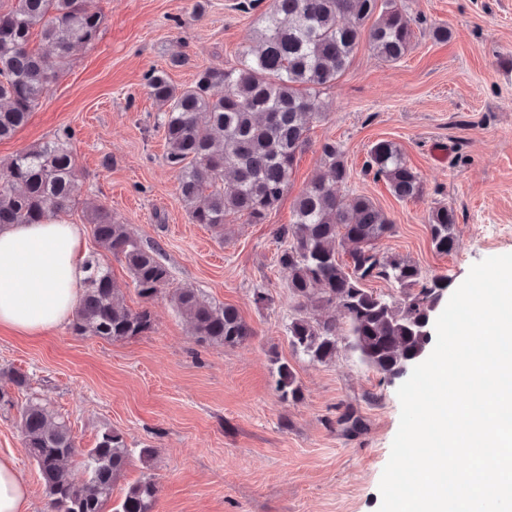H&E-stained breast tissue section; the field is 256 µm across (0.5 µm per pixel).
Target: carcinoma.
<instances>
[{"instance_id":"1","label":"carcinoma","mask_w":512,"mask_h":512,"mask_svg":"<svg viewBox=\"0 0 512 512\" xmlns=\"http://www.w3.org/2000/svg\"><path fill=\"white\" fill-rule=\"evenodd\" d=\"M3 5L0 0V140L27 124L50 85L70 67L72 47L98 40L104 24V14L89 0ZM263 22L257 46L235 67L203 69L183 88L164 69L146 75L148 94L159 107L167 164L179 183L178 199L194 224L221 228L231 218L264 223L288 187L310 122L322 116L321 92L346 71L361 41L382 60L396 63L413 38L403 0H272ZM35 33L50 52L31 46ZM70 139L65 130L0 168V225L41 224L71 208ZM321 153L324 169L296 198L294 222L278 230L277 262L288 272V290L301 306H337L343 322L300 314L288 322L289 343L317 363L331 361L342 343L384 377L399 379L432 346L426 326L435 322L448 278L428 279L416 264L383 252L382 241L394 233V225L369 197L336 194V187L350 179L338 143L324 142ZM366 171L384 179L399 200L424 195L420 175L391 141L371 146ZM87 221L98 247L124 262L142 298L150 300L169 285L160 248L143 245L110 208L90 207ZM455 224L448 205L431 210L428 227L438 252L455 248ZM84 268L74 332L121 341L151 329L148 309L132 311L120 300L107 264L93 256ZM374 279L399 288L401 299L391 301L365 288ZM172 301L202 344L235 347L254 336L235 307L214 304L194 288L174 290ZM276 364V391L284 401H298L293 367L280 359ZM27 387L26 375L1 369L0 407L14 406L11 391ZM18 428L37 465L49 512H154L159 488L151 476L111 506L112 486L131 457L119 432L104 431L84 451L86 479L76 484L64 467L77 451L64 420L32 395L20 411Z\"/></svg>"}]
</instances>
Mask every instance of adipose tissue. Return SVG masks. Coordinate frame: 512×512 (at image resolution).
<instances>
[{
  "label": "adipose tissue",
  "mask_w": 512,
  "mask_h": 512,
  "mask_svg": "<svg viewBox=\"0 0 512 512\" xmlns=\"http://www.w3.org/2000/svg\"><path fill=\"white\" fill-rule=\"evenodd\" d=\"M84 232L60 220L0 226V326L39 336L68 320L82 295ZM14 460L0 456V512H28Z\"/></svg>",
  "instance_id": "ef3b65f1"
}]
</instances>
